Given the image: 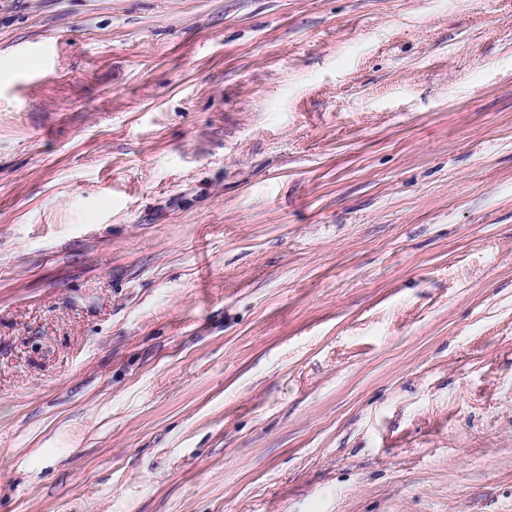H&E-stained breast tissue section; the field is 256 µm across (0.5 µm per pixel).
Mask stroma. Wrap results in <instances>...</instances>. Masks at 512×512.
<instances>
[{
    "label": "stroma",
    "instance_id": "obj_1",
    "mask_svg": "<svg viewBox=\"0 0 512 512\" xmlns=\"http://www.w3.org/2000/svg\"><path fill=\"white\" fill-rule=\"evenodd\" d=\"M0 512H512V0H0Z\"/></svg>",
    "mask_w": 512,
    "mask_h": 512
}]
</instances>
